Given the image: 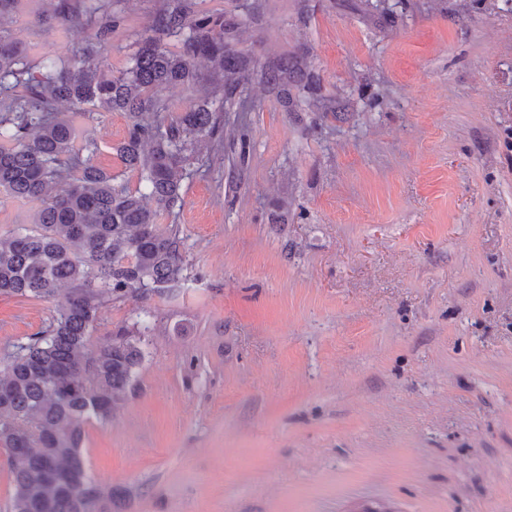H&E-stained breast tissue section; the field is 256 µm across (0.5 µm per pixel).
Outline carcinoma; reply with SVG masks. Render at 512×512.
Here are the masks:
<instances>
[{
    "instance_id": "1",
    "label": "carcinoma",
    "mask_w": 512,
    "mask_h": 512,
    "mask_svg": "<svg viewBox=\"0 0 512 512\" xmlns=\"http://www.w3.org/2000/svg\"><path fill=\"white\" fill-rule=\"evenodd\" d=\"M16 0H0V189L39 204L37 223L0 237V297L55 301L49 325L17 346L0 370V457L13 494L8 512H112V496L88 473L84 424L108 420L143 360L128 331L88 352L103 304L161 295L183 281L178 228L157 219L181 202L182 180L199 147L223 143L224 91L242 82L247 62L233 45L238 23L163 0L132 64L108 76L95 64L110 21V0H53V16L93 34L68 59L33 66L7 23ZM180 38L171 52L160 35ZM212 63L202 80L197 61ZM261 75L273 90L300 83L286 59ZM194 92L169 112L162 89ZM63 104L73 117L59 112ZM123 112L125 139L113 147L138 175L131 189L92 163L97 139L75 118L86 106ZM154 202L151 208L146 200Z\"/></svg>"
}]
</instances>
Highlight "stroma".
<instances>
[{"label":"stroma","instance_id":"1","mask_svg":"<svg viewBox=\"0 0 512 512\" xmlns=\"http://www.w3.org/2000/svg\"><path fill=\"white\" fill-rule=\"evenodd\" d=\"M196 0L237 16L252 67L314 76L317 104L251 75L182 205L184 279L104 304L143 361L84 425L115 512H512V0ZM160 0H114L98 59L125 70ZM29 60L82 28L16 0ZM254 109L238 115L237 101ZM93 162L137 187L121 112L87 110ZM57 305L0 297V365Z\"/></svg>","mask_w":512,"mask_h":512}]
</instances>
